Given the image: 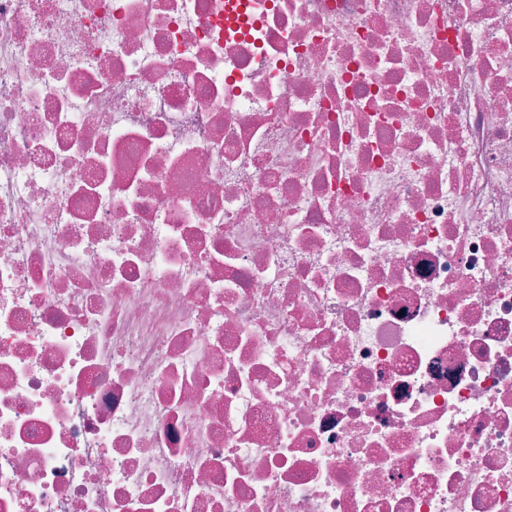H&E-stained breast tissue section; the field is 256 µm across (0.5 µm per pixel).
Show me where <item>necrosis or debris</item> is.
Instances as JSON below:
<instances>
[{"label": "necrosis or debris", "mask_w": 512, "mask_h": 512, "mask_svg": "<svg viewBox=\"0 0 512 512\" xmlns=\"http://www.w3.org/2000/svg\"><path fill=\"white\" fill-rule=\"evenodd\" d=\"M0 512H512V0H0Z\"/></svg>", "instance_id": "necrosis-or-debris-1"}]
</instances>
